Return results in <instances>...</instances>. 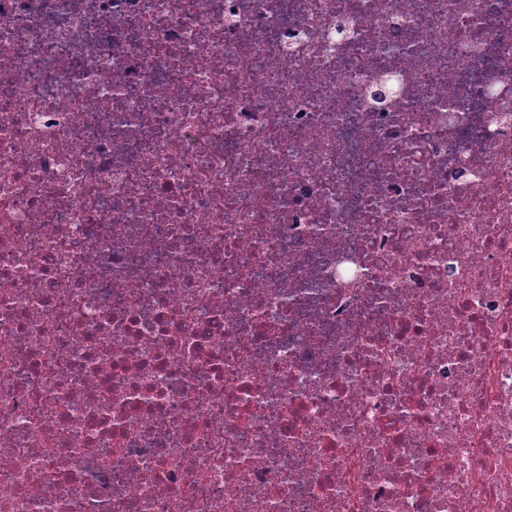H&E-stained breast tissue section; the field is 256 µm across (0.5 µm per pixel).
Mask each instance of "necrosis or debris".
<instances>
[{
  "label": "necrosis or debris",
  "instance_id": "necrosis-or-debris-1",
  "mask_svg": "<svg viewBox=\"0 0 512 512\" xmlns=\"http://www.w3.org/2000/svg\"><path fill=\"white\" fill-rule=\"evenodd\" d=\"M0 512H512V0H0Z\"/></svg>",
  "mask_w": 512,
  "mask_h": 512
}]
</instances>
